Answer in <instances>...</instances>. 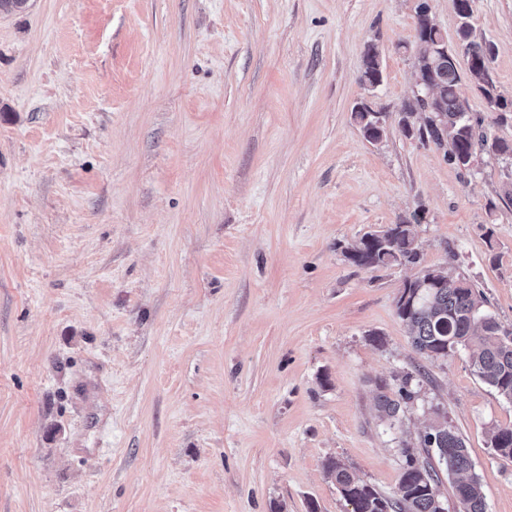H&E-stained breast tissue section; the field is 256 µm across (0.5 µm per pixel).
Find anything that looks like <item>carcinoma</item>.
Instances as JSON below:
<instances>
[{"mask_svg":"<svg viewBox=\"0 0 512 512\" xmlns=\"http://www.w3.org/2000/svg\"><path fill=\"white\" fill-rule=\"evenodd\" d=\"M461 19L457 39L448 43L432 22L430 5L422 0L416 7L417 41L413 67L421 79L434 88L432 100L417 96L403 107L401 131L422 144L444 150L456 166L468 169L475 157L491 153L512 160V143L489 140L482 120L470 115L460 97L461 76L457 56L468 58V77L485 95L493 112H504L507 100L496 92L490 75V48L472 39L471 0H454ZM379 52L373 44L362 57L360 80L370 86L382 83ZM353 114L365 138L383 139L386 115L370 106L353 108ZM368 243L353 244L347 251L351 262L361 268L377 269L405 266L416 269L403 286L407 299L396 306L399 319L409 331L413 349L432 359H443L461 346L469 353L473 372L501 398L512 402V332L502 329L496 318L483 310V292L466 278L444 268L421 266V249L411 224H390L384 230L364 235ZM412 374L405 375L398 397L380 391L378 408L387 420L397 418L401 404L413 398L409 390ZM489 442L495 453L512 459V427H494ZM426 457L406 454V467L397 492L382 496L373 486L357 479L339 459L324 464L326 477L352 506V512H439L440 473L451 477V490L465 512H488L482 486L472 470L464 439L447 422H433L421 436Z\"/></svg>","mask_w":512,"mask_h":512,"instance_id":"1","label":"carcinoma"}]
</instances>
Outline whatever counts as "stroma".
<instances>
[{
	"label": "stroma",
	"mask_w": 512,
	"mask_h": 512,
	"mask_svg": "<svg viewBox=\"0 0 512 512\" xmlns=\"http://www.w3.org/2000/svg\"><path fill=\"white\" fill-rule=\"evenodd\" d=\"M418 0H28L0 13V512H352L393 496L435 413L488 512L512 404L466 352L416 353L410 269L344 253L411 220L422 263L512 331V180L405 137ZM512 101V0H472ZM376 44L383 82L360 80ZM462 96L492 137L512 112ZM369 100L387 134L352 115ZM412 400L382 419L378 384ZM358 104V103H357ZM356 104V105H357ZM353 108V114L358 124L363 129L365 138L372 142L382 140L386 133V115L384 112H376L369 105L363 111L358 104ZM489 442L495 453L505 459H512V427H494L489 432Z\"/></svg>",
	"instance_id": "stroma-1"
}]
</instances>
